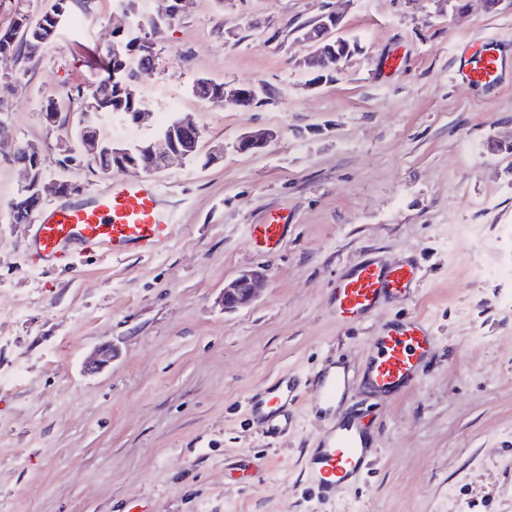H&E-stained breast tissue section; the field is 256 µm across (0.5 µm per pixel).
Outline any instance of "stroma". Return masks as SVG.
<instances>
[{
	"label": "stroma",
	"mask_w": 512,
	"mask_h": 512,
	"mask_svg": "<svg viewBox=\"0 0 512 512\" xmlns=\"http://www.w3.org/2000/svg\"><path fill=\"white\" fill-rule=\"evenodd\" d=\"M162 10L76 0L36 57L0 62V139L38 145L46 173L86 198L136 178L60 171L73 127L47 126L41 102L92 93L113 28ZM330 10L360 52L313 88L297 29ZM489 37L512 55V0L462 14L437 0H189L137 81L148 116L100 118L124 145L185 113L201 130L198 158L152 175L176 228L150 257L34 265L33 226L11 215L24 174L0 156V377L12 380L0 387V512H512V79L491 91L453 78L459 44ZM201 77L276 96L210 104L192 92ZM260 129L275 133L265 148L236 151ZM274 210L288 230L267 253L248 231ZM371 253L418 262L419 279L410 298L342 324L332 289ZM260 267L257 298L225 311V281ZM415 315L434 329L432 359L375 405L365 475L321 502L304 462L324 419L300 406L288 434L267 438L250 394L331 358L360 366L386 323ZM107 347L110 363L86 373Z\"/></svg>",
	"instance_id": "35a3bbf8"
}]
</instances>
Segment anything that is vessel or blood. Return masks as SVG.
I'll return each mask as SVG.
<instances>
[{"label":"vessel or blood","mask_w":512,"mask_h":512,"mask_svg":"<svg viewBox=\"0 0 512 512\" xmlns=\"http://www.w3.org/2000/svg\"><path fill=\"white\" fill-rule=\"evenodd\" d=\"M459 82L493 89L512 76V58L497 40L468 41L458 48ZM288 227L286 214H270L265 223L252 225V243L273 251ZM175 230L171 213L158 201L148 179L113 184L106 193L87 200L55 206L42 215L31 237L36 260L69 263L89 252L118 258L135 252L152 254ZM418 279L409 261L385 263L362 257L339 278L332 290V309L339 322L356 324L369 318L383 303L407 298ZM434 335L422 318L412 317L387 325L373 341V353L363 369L343 359H330L296 387L287 376L264 385L248 400L254 420L267 437L287 432L291 409L306 404L327 425L306 460L309 481L322 499L356 483L374 454L370 425L363 414L350 410L355 390L376 397L398 395L417 380L433 349Z\"/></svg>","instance_id":"vessel-or-blood-1"}]
</instances>
